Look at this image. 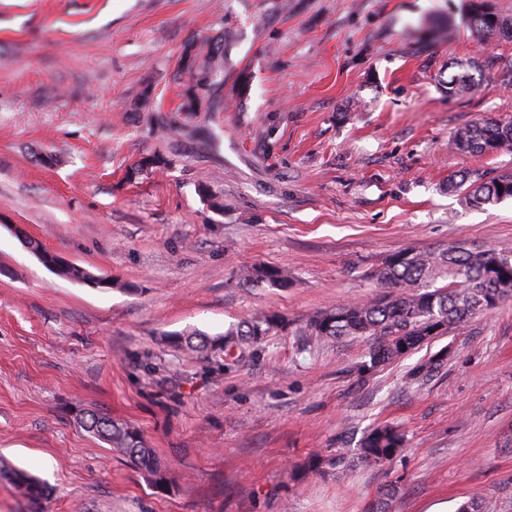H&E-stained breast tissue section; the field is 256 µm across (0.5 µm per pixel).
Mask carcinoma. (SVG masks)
Segmentation results:
<instances>
[{
    "label": "carcinoma",
    "instance_id": "obj_1",
    "mask_svg": "<svg viewBox=\"0 0 512 512\" xmlns=\"http://www.w3.org/2000/svg\"><path fill=\"white\" fill-rule=\"evenodd\" d=\"M465 22L482 44L512 38V21L489 11L485 0H468ZM183 49L191 61L183 66L178 59L177 72L188 73L195 86L205 87L211 99L209 111L224 110V39L192 40ZM474 88L472 75L465 71L448 80V95H464ZM152 86H145L134 102V110L147 113L154 133L163 136L181 124L185 136H199L194 125L196 114L183 103L182 119L164 112L152 102ZM456 150L469 154H489L512 149V120L496 117L478 120L456 130ZM180 153L154 151L140 155L131 166V174H150L176 166ZM449 186L462 191V202L481 208L512 198V171L486 178L471 179L467 173L454 174ZM57 273L78 282H87L93 273L75 264L63 266ZM368 277L385 289L369 302H341L311 315L301 331L307 336L334 341L341 336L374 338L360 371L367 373L393 359L400 358L424 343L465 325L473 316L495 309L512 299V257L477 245L451 244L442 250L402 249L392 254ZM252 286L269 284L288 287V269L258 265L248 274ZM291 322L278 313H262L243 321L235 330L220 336L170 335V344L207 358L230 353L242 344L259 345L267 337L290 328ZM444 361L433 356L414 365L408 378L420 380L439 371ZM80 420L85 430L110 446L112 452L141 470L153 486L167 483L168 468L160 459L142 430L136 425L116 420L93 409H83ZM406 446L399 429L384 425L368 430L360 440L357 459L368 466H384ZM14 490L38 506L51 495L50 488L29 472L5 467Z\"/></svg>",
    "mask_w": 512,
    "mask_h": 512
}]
</instances>
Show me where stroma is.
<instances>
[{
    "instance_id": "1",
    "label": "stroma",
    "mask_w": 512,
    "mask_h": 512,
    "mask_svg": "<svg viewBox=\"0 0 512 512\" xmlns=\"http://www.w3.org/2000/svg\"><path fill=\"white\" fill-rule=\"evenodd\" d=\"M465 3L0 0V461L53 488L44 512H456L472 497L512 512V300L364 375L370 339L295 332L374 299L368 272L399 250L512 256V199L468 208L448 185L512 171L511 151L450 145L466 124L512 118V40L481 45ZM219 36L224 109L197 117L219 150L156 136L133 109L141 89L178 111L185 42ZM461 67L481 84L449 96ZM166 147L174 169L130 176ZM27 237L106 286L47 268ZM259 264L293 283L249 285ZM263 312L295 329L239 361L164 340ZM445 348L437 376L408 381ZM83 408L139 426L169 485L86 432ZM380 424L407 445L364 466L359 441ZM340 452L341 466L296 472Z\"/></svg>"
}]
</instances>
